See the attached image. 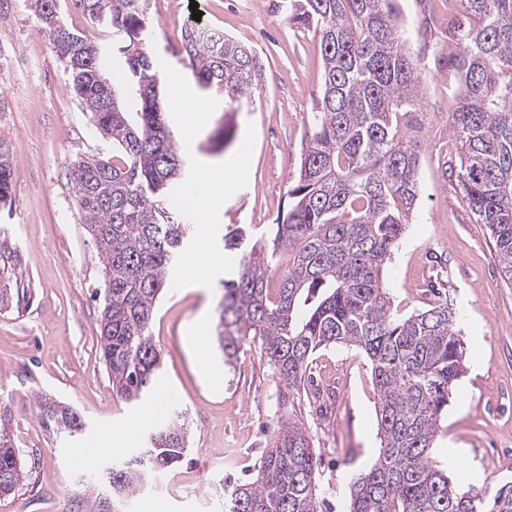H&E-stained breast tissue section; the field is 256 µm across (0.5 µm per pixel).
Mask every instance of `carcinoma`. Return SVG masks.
<instances>
[{"label":"carcinoma","instance_id":"obj_1","mask_svg":"<svg viewBox=\"0 0 512 512\" xmlns=\"http://www.w3.org/2000/svg\"><path fill=\"white\" fill-rule=\"evenodd\" d=\"M105 26L97 54L75 71L70 38L38 18L68 74V88L113 155L87 156L73 170L79 212L103 265L101 358L112 390L127 402L153 395L161 369L151 334L170 268L187 225L170 198L185 173L181 150L161 111L156 61L148 49L151 0H70ZM466 21L454 33L461 51L448 60L459 80V106L448 126L459 143L450 164L478 224L490 232L502 270L512 280V0H460ZM289 22L320 34L324 81L313 98L287 214L266 237L238 224L224 234L237 267L223 281L216 339L234 368L258 342L288 407L301 402L310 356L327 346L358 348L378 391L381 449L349 485L348 512H512V481L461 490L431 455L450 395L465 373L464 346L448 302L401 316L383 274L420 195L416 132L421 72L406 48L395 0H290ZM183 62L197 85L217 87L224 104L254 96L261 66L247 46L202 26L182 32ZM125 59L124 83L108 81L111 55ZM14 157L0 144V202L11 196ZM292 264L276 288L269 274L284 249ZM45 420L75 435L82 419L55 401ZM183 412L150 432L144 447L103 472L120 506L176 468L187 451ZM18 449L0 422V496L14 492ZM318 459L300 420L277 425L256 475L225 492L224 512H323ZM102 493L74 497L79 512H101Z\"/></svg>","mask_w":512,"mask_h":512}]
</instances>
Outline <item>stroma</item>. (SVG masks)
<instances>
[{"label": "stroma", "instance_id": "stroma-1", "mask_svg": "<svg viewBox=\"0 0 512 512\" xmlns=\"http://www.w3.org/2000/svg\"><path fill=\"white\" fill-rule=\"evenodd\" d=\"M399 22L422 73L423 125L417 134L421 192L412 224L387 269L395 309L408 314L447 299L463 315L467 373L448 405L444 432L432 450L454 484L491 487L512 480V280L494 242L475 223L448 164L458 147L448 129L458 79L448 66L460 47L453 26L459 0H396ZM200 23L250 47L262 66L259 89L241 108L221 93L201 90L181 61V30ZM148 43L181 76V92L200 110L193 128L176 113L166 123L190 174L243 157L232 173V198L180 209L189 245L218 249L227 225L268 232L288 209V187L299 165L313 98L323 84L319 36L289 24L281 0H152ZM62 62L39 29L31 0H0V143L15 155L12 198L0 206V412L18 448L23 479L0 497V512H66L86 487L80 461L89 449L98 465L142 447L146 434L174 410L187 414L190 443L174 479L135 496L128 512H222L224 491L254 473L274 428L288 413L259 344L245 347L228 370L214 340L223 291L233 267L229 252L207 292L182 291L191 269L178 260L160 295L152 324L167 395L161 415L152 401L130 404L112 390L99 354L104 274L78 210L71 171L89 155L111 157L112 143L96 130L66 88ZM232 133L225 146L217 129ZM206 316L205 349L190 352L199 316ZM302 404L321 459L320 485L330 488L334 512H346L352 477L380 450L377 390L366 355L349 346L319 349L310 358ZM73 406L84 421L75 437L44 421L41 403Z\"/></svg>", "mask_w": 512, "mask_h": 512}]
</instances>
